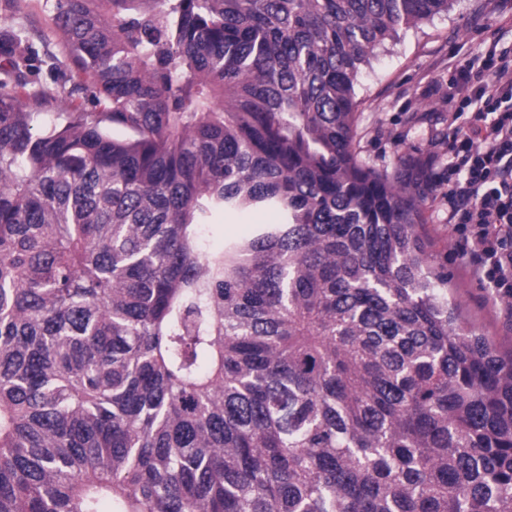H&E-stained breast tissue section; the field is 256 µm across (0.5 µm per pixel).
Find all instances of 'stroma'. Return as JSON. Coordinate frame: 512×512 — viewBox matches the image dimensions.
<instances>
[{"instance_id": "1", "label": "stroma", "mask_w": 512, "mask_h": 512, "mask_svg": "<svg viewBox=\"0 0 512 512\" xmlns=\"http://www.w3.org/2000/svg\"><path fill=\"white\" fill-rule=\"evenodd\" d=\"M56 0H0V38L18 33L35 50L26 92L48 101L46 122L60 123L70 104L95 106L75 92V68L58 42L53 16ZM512 41V0H453L448 11L400 31L378 48L358 83L357 120L361 157L369 165L393 167L398 155L432 150V121L442 97L464 96L460 67L495 43ZM426 230L448 257V287L462 319L503 345L512 344V310L506 298L489 299L472 276L468 258L447 226L448 204L432 203Z\"/></svg>"}]
</instances>
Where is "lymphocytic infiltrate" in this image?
Returning a JSON list of instances; mask_svg holds the SVG:
<instances>
[{
	"label": "lymphocytic infiltrate",
	"mask_w": 512,
	"mask_h": 512,
	"mask_svg": "<svg viewBox=\"0 0 512 512\" xmlns=\"http://www.w3.org/2000/svg\"><path fill=\"white\" fill-rule=\"evenodd\" d=\"M469 88L448 112V164L434 177L448 223L473 275L494 295H512V50L489 52L482 68L465 63Z\"/></svg>",
	"instance_id": "f902f5d3"
}]
</instances>
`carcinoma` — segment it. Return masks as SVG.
<instances>
[{"instance_id": "cac0c4a2", "label": "carcinoma", "mask_w": 512, "mask_h": 512, "mask_svg": "<svg viewBox=\"0 0 512 512\" xmlns=\"http://www.w3.org/2000/svg\"><path fill=\"white\" fill-rule=\"evenodd\" d=\"M450 2L57 0L101 111L0 84V512H512V348L425 157L360 160L362 67ZM276 218L273 213L265 211H251L243 215L232 217L224 221V215L213 218L215 224H223L224 234L227 236H239L247 232L249 225L256 222L272 221Z\"/></svg>"}]
</instances>
